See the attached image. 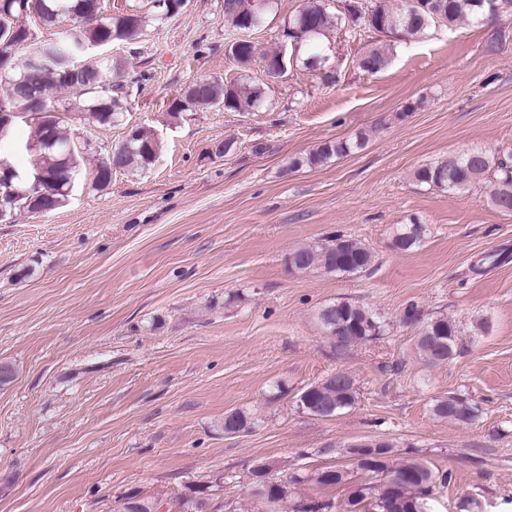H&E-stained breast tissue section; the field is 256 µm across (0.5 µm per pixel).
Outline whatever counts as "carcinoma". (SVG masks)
I'll return each mask as SVG.
<instances>
[{
  "label": "carcinoma",
  "mask_w": 512,
  "mask_h": 512,
  "mask_svg": "<svg viewBox=\"0 0 512 512\" xmlns=\"http://www.w3.org/2000/svg\"><path fill=\"white\" fill-rule=\"evenodd\" d=\"M243 0H224V21L231 40H242L238 57L232 62L238 70L247 72L257 60L264 71L280 74L281 52L258 55L257 44L244 21L239 7ZM511 8L492 17L487 0H404L396 7L390 0H371L366 7H354L349 0L344 11L331 13L327 0H305L283 35L298 32L297 39L314 41L326 34L330 25L350 27L355 35L370 31L399 39H418L435 26L452 28L464 23H492L512 16ZM150 14L156 20L175 16L185 0H149ZM35 17L44 28L69 27L48 39H32L25 26L26 19ZM147 15L131 5L117 13H105L103 0H0V87L3 99L11 103L16 115L9 123L0 121V149L9 144L12 129L20 118L31 120V131L24 149L33 156L30 169H17L12 177L14 192L0 193V213L12 216L17 212L44 215L64 207L77 181L81 178L84 161L97 153L83 144L78 131L87 128L106 129L124 120L127 112V83H138L145 73H127V81L112 80V72L127 68L119 57H102L87 65L89 46L101 45L100 52L112 45L133 47L146 34ZM391 45L372 46L359 59L362 70L376 74L390 60ZM265 95L259 84L242 85L235 81L220 82L199 78L192 82L174 102L172 116L181 112L222 106L235 112H255ZM362 134L353 140H328L308 153L289 159L291 170L318 167L349 155L365 146ZM161 141L144 142L141 138L124 141L112 152L97 159L90 173V186L106 190L116 171L145 170L156 160ZM421 185L450 193L464 192L484 181L489 182L490 204L504 214H512V154L472 148L434 164L422 166L414 173ZM427 235V227L414 219L401 224L393 232V246L401 253L417 250ZM374 254L362 241L337 236L323 243L300 246L288 253L287 266L291 272L319 270L328 275H357L370 268ZM336 320L342 330L351 331L354 344L368 342L382 333V324L369 310L346 301L321 305L316 319L322 329H328L326 317ZM436 326L425 321L418 327L415 349L421 360L429 365L448 362L458 345L459 329L445 315L435 316ZM444 335L439 348L430 345L426 336ZM313 401L330 405L334 414L355 406L359 393L354 381L342 385L326 378L312 384ZM463 398L450 396L434 400L431 411L439 419L468 425L477 418V407L471 401L459 412L448 409V401ZM378 459L370 472L388 477L403 476V482L390 489L386 483L359 486L348 498L346 512H357L354 506L366 501L371 512H434V491L448 485V474L436 472L419 459L391 461L393 446L389 443L377 449ZM349 472L339 473L325 467L311 473L294 474L284 481L269 475L264 480L250 471L251 495L257 500L258 512H278L288 501L291 486L313 483L319 486L342 485ZM179 512H209L210 498L205 491L193 489L182 496ZM119 512H159L158 502L138 493L123 497Z\"/></svg>",
  "instance_id": "cac0c4a2"
}]
</instances>
